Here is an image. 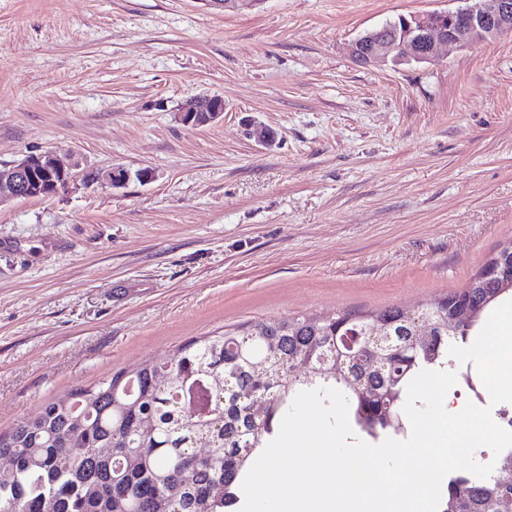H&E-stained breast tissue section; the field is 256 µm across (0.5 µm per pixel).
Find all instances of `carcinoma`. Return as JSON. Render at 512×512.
Here are the masks:
<instances>
[{
  "label": "carcinoma",
  "mask_w": 512,
  "mask_h": 512,
  "mask_svg": "<svg viewBox=\"0 0 512 512\" xmlns=\"http://www.w3.org/2000/svg\"><path fill=\"white\" fill-rule=\"evenodd\" d=\"M512 285L448 294L426 310L435 339L415 341V317L400 307L252 322L203 336L170 359L119 370L0 432V512H226L256 449L273 432L299 385L345 394L360 432L376 439L404 429L407 385L424 369L452 367L464 343ZM475 310L468 326L448 321V304ZM308 357L318 368L303 367ZM210 387L211 412L184 414V385ZM150 418L151 434L140 432ZM210 449L200 460L195 449ZM440 512H512V475L494 468L474 480L448 478Z\"/></svg>",
  "instance_id": "1"
}]
</instances>
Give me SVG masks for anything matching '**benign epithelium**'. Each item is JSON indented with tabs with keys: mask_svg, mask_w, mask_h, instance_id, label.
<instances>
[{
	"mask_svg": "<svg viewBox=\"0 0 512 512\" xmlns=\"http://www.w3.org/2000/svg\"><path fill=\"white\" fill-rule=\"evenodd\" d=\"M454 11H433L402 16L358 35L348 54L368 66L388 63H429L442 47H469L512 33V0H463ZM224 117V99L211 97L176 113L185 124L202 126ZM71 166L54 151L29 153L0 164V203L14 199L51 197L68 188Z\"/></svg>",
	"mask_w": 512,
	"mask_h": 512,
	"instance_id": "benign-epithelium-1",
	"label": "benign epithelium"
}]
</instances>
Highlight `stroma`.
Wrapping results in <instances>:
<instances>
[{
	"instance_id": "obj_1",
	"label": "stroma",
	"mask_w": 512,
	"mask_h": 512,
	"mask_svg": "<svg viewBox=\"0 0 512 512\" xmlns=\"http://www.w3.org/2000/svg\"><path fill=\"white\" fill-rule=\"evenodd\" d=\"M456 7L0 0V163L56 149L75 173L0 205V431L226 327L464 287L512 241V33L427 64L346 52ZM213 96L223 119L176 121Z\"/></svg>"
}]
</instances>
